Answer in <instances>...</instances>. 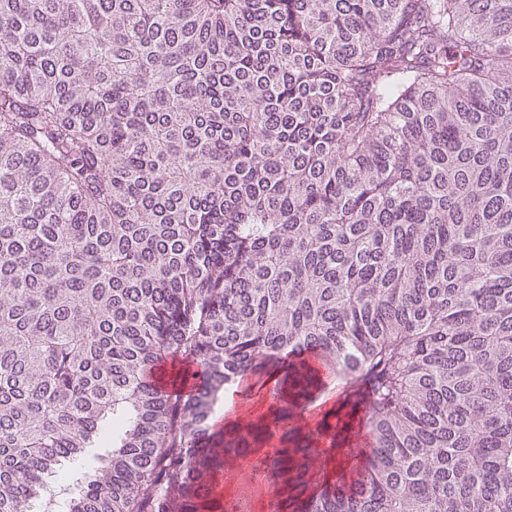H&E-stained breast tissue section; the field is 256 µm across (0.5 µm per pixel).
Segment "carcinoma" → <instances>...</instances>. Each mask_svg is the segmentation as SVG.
<instances>
[{
    "mask_svg": "<svg viewBox=\"0 0 512 512\" xmlns=\"http://www.w3.org/2000/svg\"><path fill=\"white\" fill-rule=\"evenodd\" d=\"M277 371L278 512H512V0H0V512H201ZM275 380H276V377L269 378L256 392H255L256 385H251L248 388V390L246 392H244L250 383H245V382L241 383V392H244V393H241L239 391V385L237 383L227 386L224 391L223 405H222V408L220 409V414H225V416H226V412L235 402L236 396L245 397V395L248 394V398L259 397L258 402H259L261 408L263 409L266 407V411L263 412L258 417L259 424L263 425L265 423V421L270 416H273L277 411V406L269 405V404L267 405V400H266V389L269 388V386L271 384L275 385ZM243 397H236L235 406L243 407L244 412L241 415V417L245 419L246 423H248L250 421L249 410L251 409L255 399H248V398H243Z\"/></svg>",
    "mask_w": 512,
    "mask_h": 512,
    "instance_id": "obj_1",
    "label": "carcinoma"
}]
</instances>
